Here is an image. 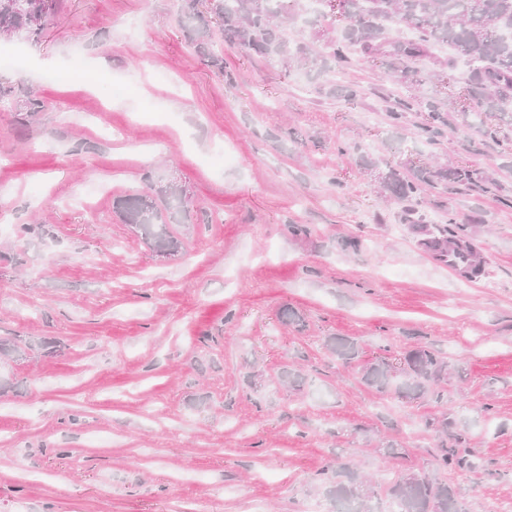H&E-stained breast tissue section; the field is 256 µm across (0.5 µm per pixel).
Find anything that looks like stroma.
Instances as JSON below:
<instances>
[{
    "instance_id": "1",
    "label": "stroma",
    "mask_w": 512,
    "mask_h": 512,
    "mask_svg": "<svg viewBox=\"0 0 512 512\" xmlns=\"http://www.w3.org/2000/svg\"><path fill=\"white\" fill-rule=\"evenodd\" d=\"M179 0H64L39 42L0 70V512H334L337 475H439L466 512L512 507V124L475 116L467 67L446 77L437 141L424 111L393 123L379 61L339 82L249 56L212 29L207 67ZM329 7L288 34L325 51ZM105 60L93 86L77 75ZM42 104L27 117L28 100ZM497 130L496 138L485 134ZM439 159L476 187L421 185L389 201L377 168ZM173 184L191 204L159 254L121 197ZM469 225L484 263L467 280L418 244L410 213ZM24 224L32 233H21ZM304 226L295 235L290 225ZM293 311L297 321L281 319ZM357 342L349 364L334 337ZM425 344L452 370L441 401L366 386L363 368ZM302 369L291 388L281 376ZM448 412L482 459L438 471L426 420Z\"/></svg>"
}]
</instances>
